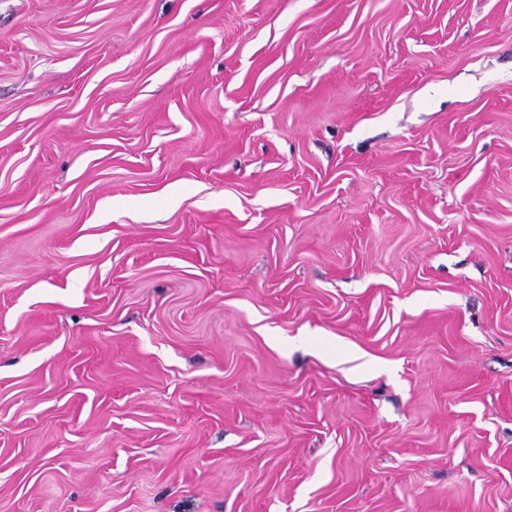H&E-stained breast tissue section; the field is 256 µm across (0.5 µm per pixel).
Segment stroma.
Masks as SVG:
<instances>
[{
	"label": "stroma",
	"mask_w": 512,
	"mask_h": 512,
	"mask_svg": "<svg viewBox=\"0 0 512 512\" xmlns=\"http://www.w3.org/2000/svg\"><path fill=\"white\" fill-rule=\"evenodd\" d=\"M0 512H512V0H0Z\"/></svg>",
	"instance_id": "1"
}]
</instances>
